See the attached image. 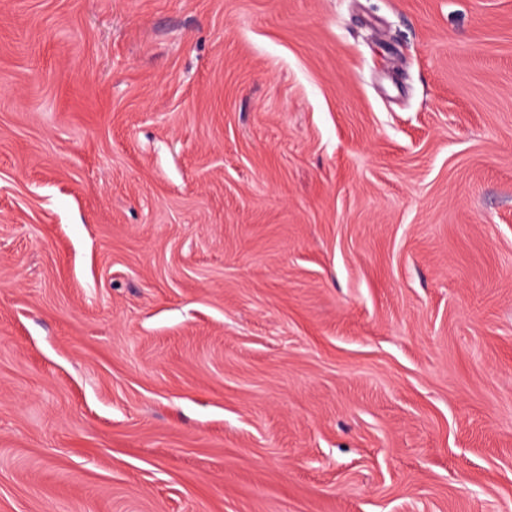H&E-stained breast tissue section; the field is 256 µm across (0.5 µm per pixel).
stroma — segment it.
Returning a JSON list of instances; mask_svg holds the SVG:
<instances>
[{
	"label": "stroma",
	"instance_id": "stroma-1",
	"mask_svg": "<svg viewBox=\"0 0 512 512\" xmlns=\"http://www.w3.org/2000/svg\"><path fill=\"white\" fill-rule=\"evenodd\" d=\"M0 512H512V0H0Z\"/></svg>",
	"mask_w": 512,
	"mask_h": 512
}]
</instances>
